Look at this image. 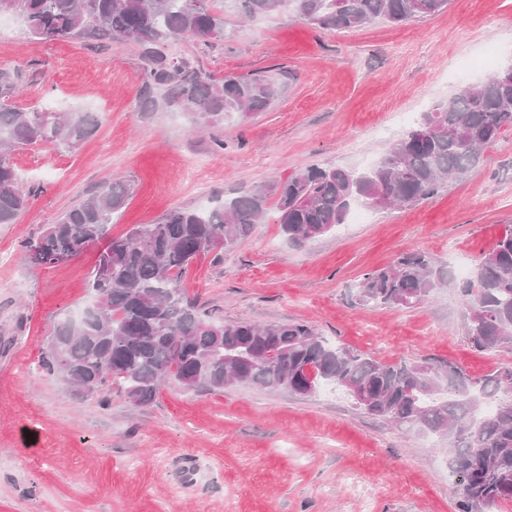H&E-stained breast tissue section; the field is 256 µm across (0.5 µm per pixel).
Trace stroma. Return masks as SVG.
Returning <instances> with one entry per match:
<instances>
[{"instance_id": "35a3bbf8", "label": "stroma", "mask_w": 512, "mask_h": 512, "mask_svg": "<svg viewBox=\"0 0 512 512\" xmlns=\"http://www.w3.org/2000/svg\"><path fill=\"white\" fill-rule=\"evenodd\" d=\"M172 51L217 78L266 72L278 97L200 130L183 113L144 108L138 43L42 42L0 15V70L19 77L16 106L98 122L76 150L13 155L22 183L40 191L17 223L0 224V512H456L447 439L373 417L332 386L303 396L170 382L139 407L117 391L105 407L78 396L39 362L57 322L90 303L100 249L43 267L21 243L116 178L132 194L112 237L174 208L273 189L302 165L364 172L436 102L485 78L481 69L460 77V63L494 51L499 69L512 67V0H450L402 25L350 30L291 10L245 20L228 7L223 39L185 38ZM511 185L508 130L437 195L353 206L336 231L302 245L269 209L234 250L199 255L180 286L212 319L305 322L330 345L387 362L449 361L472 377L512 367V345L469 342L457 271L512 228ZM416 250L445 271L440 288L410 309L359 301L363 273Z\"/></svg>"}]
</instances>
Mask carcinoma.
<instances>
[{"label":"carcinoma","mask_w":512,"mask_h":512,"mask_svg":"<svg viewBox=\"0 0 512 512\" xmlns=\"http://www.w3.org/2000/svg\"><path fill=\"white\" fill-rule=\"evenodd\" d=\"M247 18L289 7L320 28L353 29L374 21L400 25L435 14L449 0H235ZM220 0H0V13L23 21L39 41L135 40L146 104L162 92L164 107L207 126L224 114L262 112L277 82L262 74L216 79L166 44L224 38ZM15 80L0 71V224H15L35 191L23 187L13 153L40 143L78 149L97 121L88 113L26 111L14 102ZM512 129V79L503 71L437 102L418 127L392 143L367 172L303 165L274 188L281 231L302 244L332 233L351 207L414 205L437 194L450 177L463 179L482 151ZM130 187L115 179L62 212L35 238L22 241L31 262L54 266L83 247L106 245L91 273L93 299L76 319H63L41 367L102 406L117 383L135 406L151 403L170 379L186 390L220 391L228 384L305 395L330 384L365 413L410 430L448 438L458 481L457 512H485L512 500V368L471 378L455 365L386 363L326 345L305 322L259 325L211 321L184 300L178 284L201 253L231 249L264 222L268 192L256 189L219 207L177 208L154 224L106 239ZM440 270L428 253L396 257L364 273V303L412 308L437 287ZM468 297L467 335L487 350L512 340V229L482 254Z\"/></svg>","instance_id":"1"}]
</instances>
